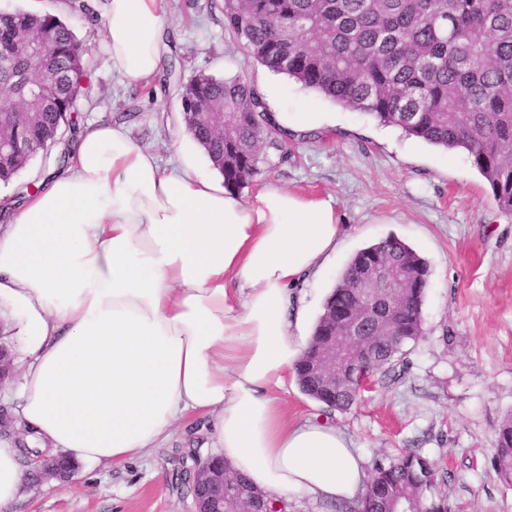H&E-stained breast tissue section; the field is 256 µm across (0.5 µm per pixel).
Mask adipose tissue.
Segmentation results:
<instances>
[{"label": "adipose tissue", "mask_w": 512, "mask_h": 512, "mask_svg": "<svg viewBox=\"0 0 512 512\" xmlns=\"http://www.w3.org/2000/svg\"><path fill=\"white\" fill-rule=\"evenodd\" d=\"M105 47L149 79L165 47L159 0H107ZM331 199L274 186L253 201L162 167L123 127L87 126L67 164L0 224V298L21 310L30 359L21 422L77 463L133 459L190 416L217 453L270 498H354L365 462L336 426L291 425L270 391L301 355L302 286L335 252ZM0 441V512L27 469Z\"/></svg>", "instance_id": "obj_1"}]
</instances>
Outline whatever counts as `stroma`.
<instances>
[{"label": "stroma", "instance_id": "35a3bbf8", "mask_svg": "<svg viewBox=\"0 0 512 512\" xmlns=\"http://www.w3.org/2000/svg\"><path fill=\"white\" fill-rule=\"evenodd\" d=\"M105 3L0 0V12L39 6L66 20L88 64L75 127L48 157L0 184V199L57 171L63 148L93 123H123L162 166L177 165L191 144L183 84L199 73L243 75L290 137L283 150L267 149L240 198L253 201L266 185L290 188L332 198L343 217L335 254L303 286L309 324L352 257L387 236L409 244L430 269L424 334L407 347L402 380L379 382L358 406L329 414L298 384L275 389L289 421L326 419L368 464L405 448L420 451L444 479L448 512H512V484L493 467L496 431L512 414V215L499 211L468 154L405 138L257 64L225 28L224 0H160L168 29L162 62L176 71L165 82L122 76L104 49ZM211 445L205 422L188 419L132 460L25 486L12 512H194L191 477Z\"/></svg>", "mask_w": 512, "mask_h": 512}]
</instances>
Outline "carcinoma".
<instances>
[{
  "mask_svg": "<svg viewBox=\"0 0 512 512\" xmlns=\"http://www.w3.org/2000/svg\"><path fill=\"white\" fill-rule=\"evenodd\" d=\"M5 20L0 60L8 64L0 71V88L19 110L35 113L17 127L0 123L26 146L19 155L0 156V183L7 185L74 126L87 63L73 29L57 15L16 10ZM224 25L263 67L408 138L467 152L499 209L512 214V0H224ZM33 37L48 43L50 63L65 72L62 82L34 86L27 61L14 53L16 42ZM182 94L186 113L203 106L224 113L222 139L187 116L183 121L230 191L240 192L259 174L265 148L279 149L288 140L263 94L239 75L200 73L182 85ZM367 255L405 277L399 297L376 304L374 321L363 329L373 337L370 373L400 379L405 346L424 334L426 260L394 236L357 252L296 366L302 392L327 412L355 405L359 382L323 384L312 368L311 348L349 335V324L366 305L358 281ZM493 463L496 474L512 483V414L497 430ZM437 484L436 465L406 450L388 463L374 460L365 491L354 502L335 504V512H447L445 501L435 499ZM224 497L227 506L244 497L256 512H280L240 474Z\"/></svg>",
  "mask_w": 512,
  "mask_h": 512,
  "instance_id": "obj_1",
  "label": "carcinoma"
}]
</instances>
